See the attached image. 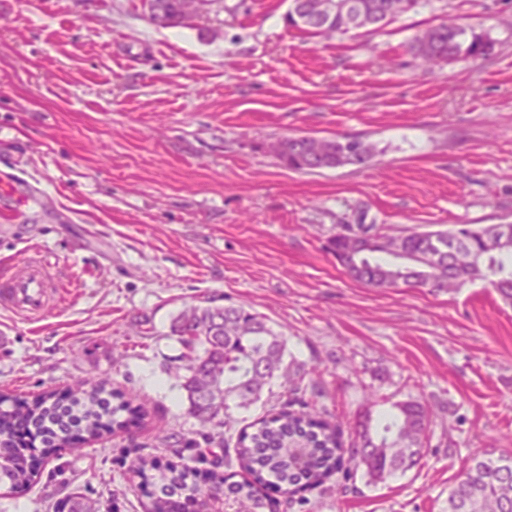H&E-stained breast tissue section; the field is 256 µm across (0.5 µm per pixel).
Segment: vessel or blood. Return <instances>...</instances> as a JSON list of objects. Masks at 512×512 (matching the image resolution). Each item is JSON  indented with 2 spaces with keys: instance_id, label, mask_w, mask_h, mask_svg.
Wrapping results in <instances>:
<instances>
[{
  "instance_id": "b4317fda",
  "label": "vessel or blood",
  "mask_w": 512,
  "mask_h": 512,
  "mask_svg": "<svg viewBox=\"0 0 512 512\" xmlns=\"http://www.w3.org/2000/svg\"><path fill=\"white\" fill-rule=\"evenodd\" d=\"M7 281V288L0 290V305L27 320L40 318L47 300L54 295L49 266L30 259L22 273L8 275Z\"/></svg>"
}]
</instances>
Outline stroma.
Masks as SVG:
<instances>
[{
  "instance_id": "obj_1",
  "label": "stroma",
  "mask_w": 512,
  "mask_h": 512,
  "mask_svg": "<svg viewBox=\"0 0 512 512\" xmlns=\"http://www.w3.org/2000/svg\"><path fill=\"white\" fill-rule=\"evenodd\" d=\"M159 28L140 0H0V184L29 200L0 223V260H44L62 293L38 322L0 307V392L26 402L102 379L142 411L127 430L37 460L0 512H145L138 457L191 463L228 432L187 415L172 319L243 304L282 334L305 400L351 443L364 415L431 413L419 467L375 483L339 471L272 512H442L469 454L512 452V305L485 282L452 293L352 280L337 225L390 231L512 223V0H424L385 29L308 38L290 0H224ZM452 14L493 48L428 73L409 50ZM349 134L367 167L285 168V136Z\"/></svg>"
}]
</instances>
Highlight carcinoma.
I'll list each match as a JSON object with an SVG mask.
<instances>
[{
	"label": "carcinoma",
	"mask_w": 512,
	"mask_h": 512,
	"mask_svg": "<svg viewBox=\"0 0 512 512\" xmlns=\"http://www.w3.org/2000/svg\"><path fill=\"white\" fill-rule=\"evenodd\" d=\"M375 15L380 30L420 5V0H352ZM182 0H141L147 21L161 28L189 27L181 10ZM290 27L310 37L345 35L353 28L341 17L332 21L299 23ZM492 44L483 34L468 29L454 18L416 33L410 43L421 65L432 70L461 59L475 62L485 57ZM286 168L314 172L345 166L364 167L374 157V146L357 136L322 137L313 147L305 139L284 138L275 153ZM507 235L494 250L485 247L484 236ZM328 249L355 281L373 288L398 284L423 286L437 292L457 289L477 280L488 283L501 299L512 305V224L452 230L419 231L408 228L397 235L380 231L376 224H341L328 240ZM171 335L185 349L180 387L188 413L204 426L232 427L231 408L247 409L261 400L265 387L288 378V399L280 409H270L240 430L234 452L242 478L232 472L222 476L224 498L237 505L235 512H266L268 500L260 487L274 486L293 496L317 488L342 467L344 456L357 461L373 480L404 474L423 457L430 423L428 408L418 401L394 405L395 412L375 421L364 417L356 425L358 441L342 447L339 428L325 418L314 402L295 399L301 379L285 366L286 343L258 314L244 305L200 306L182 310L170 326ZM0 395V448L24 456L19 434L28 427L43 437L44 455H55L80 436L95 439L103 433L127 427L122 413L133 412L123 394L107 390L106 383L87 379L65 402L54 393L42 392L24 406L10 410ZM300 409H293L294 405ZM158 472L155 489L145 512H186L200 491L197 471L185 465L165 469L157 461L140 459L129 472L145 477ZM35 474L5 456L0 459V488L30 485ZM444 512H512V452L488 457L473 450L457 476Z\"/></svg>",
	"instance_id": "obj_1"
}]
</instances>
